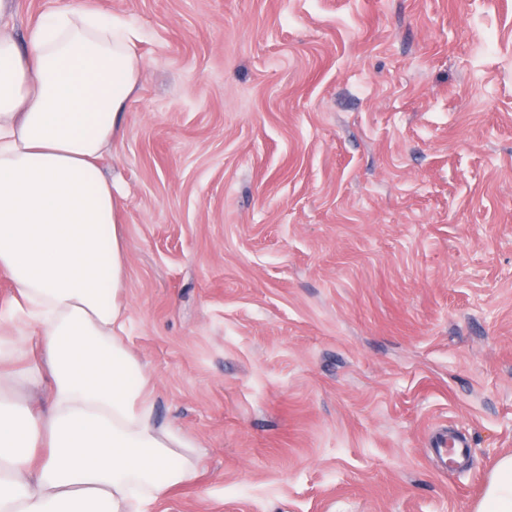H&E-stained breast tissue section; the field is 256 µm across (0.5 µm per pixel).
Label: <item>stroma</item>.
I'll return each instance as SVG.
<instances>
[{"instance_id":"stroma-1","label":"stroma","mask_w":512,"mask_h":512,"mask_svg":"<svg viewBox=\"0 0 512 512\" xmlns=\"http://www.w3.org/2000/svg\"><path fill=\"white\" fill-rule=\"evenodd\" d=\"M88 2L146 64L99 160L126 343L202 448L161 512H472L512 454V0Z\"/></svg>"}]
</instances>
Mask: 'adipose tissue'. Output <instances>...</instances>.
<instances>
[{
  "instance_id": "1",
  "label": "adipose tissue",
  "mask_w": 512,
  "mask_h": 512,
  "mask_svg": "<svg viewBox=\"0 0 512 512\" xmlns=\"http://www.w3.org/2000/svg\"><path fill=\"white\" fill-rule=\"evenodd\" d=\"M136 39L86 0L25 42L0 30V512H152L198 475V443L157 421L125 342L129 249L98 165L144 75ZM473 512H512V455Z\"/></svg>"
}]
</instances>
